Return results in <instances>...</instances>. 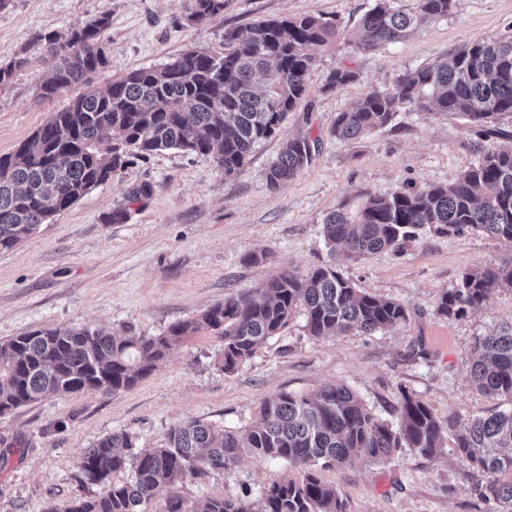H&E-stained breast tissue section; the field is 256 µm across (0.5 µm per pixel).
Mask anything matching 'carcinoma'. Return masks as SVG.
Returning <instances> with one entry per match:
<instances>
[{"label": "carcinoma", "instance_id": "carcinoma-1", "mask_svg": "<svg viewBox=\"0 0 512 512\" xmlns=\"http://www.w3.org/2000/svg\"><path fill=\"white\" fill-rule=\"evenodd\" d=\"M455 0H413L402 8L375 0L355 29L320 15L265 19L224 32L223 50L187 49L159 67L140 68L93 86L106 64L103 13L68 34L46 37L57 59L38 87L52 99L75 85L85 92L37 129L12 155H0V251L13 248L54 214L102 185L133 160L162 150L211 155L224 175L244 171L255 145L276 136L304 98L312 50L344 37L362 50L395 44L429 22L446 17ZM227 0H188V18L202 23ZM356 79L339 65L327 87ZM463 115L483 138L502 137L494 150H478L475 164L454 182L410 184L389 197L366 196L353 216L330 214L327 242L351 258L400 251L416 231L456 235L483 232L512 245V133L499 120L512 116V32L492 41L466 42L438 63L400 74L387 92H375L336 113L331 135L353 140L392 122L406 107ZM119 139L105 148L112 133ZM314 142L282 143L267 172L276 188L309 164ZM501 288L512 289V262L463 273L436 304L437 315L463 318L483 309ZM314 339L347 332L373 333L407 320L399 302L371 295L323 265L304 274L282 271L261 286L231 294L200 315L157 336H114L105 329H38L0 342V414L45 397L81 391L117 392L134 386L189 336L207 331L224 342L218 365L233 372L262 343L288 326L296 312ZM467 377L478 392L512 403V326L475 341ZM259 422L241 432L192 421L171 428L160 445L137 453L134 438L113 432L83 449V479L101 486L94 498L73 497L46 512H142L165 497L164 512H345L336 488L314 467L331 468L356 457L381 462L409 448L429 458L454 448L480 473H512V409L441 421L423 402L403 396L396 421L376 415L350 389L328 385L314 395L280 391L264 399ZM307 469L299 481L274 482L256 502L207 498L191 505L177 491L188 473L224 470L243 455ZM132 469L131 478L115 476ZM479 495L512 512V481L478 485Z\"/></svg>", "mask_w": 512, "mask_h": 512}]
</instances>
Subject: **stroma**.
I'll list each match as a JSON object with an SVG mask.
<instances>
[{"instance_id":"stroma-1","label":"stroma","mask_w":512,"mask_h":512,"mask_svg":"<svg viewBox=\"0 0 512 512\" xmlns=\"http://www.w3.org/2000/svg\"><path fill=\"white\" fill-rule=\"evenodd\" d=\"M373 4L228 0L223 14L196 24L187 18L185 0H10L0 9V66L19 56L27 64L0 85V155L15 152L82 92L76 85L39 98L38 86L55 65L46 34L63 35L109 14L107 66L97 80L102 89L112 77L165 64L187 48L220 49L228 28L306 14L352 27ZM510 26L512 0H455L447 17L399 43L364 51L341 39L316 48L304 99L278 137L255 146L241 174L225 176L207 155L159 151L0 251V340L86 324L117 336H154L281 271L330 263L361 290L409 311L406 322L381 332L318 340L308 336L303 315H295L233 373L217 364L220 340L201 332L131 389L50 396L0 414V512H45L53 503L98 495L100 486L83 481L77 459L106 434L128 432L142 450L188 420L244 429L257 421L261 401L282 390L312 394L344 385L390 421L406 394L443 421L507 408V401L472 388L467 361L477 338L512 323V289L498 290L486 308L462 319L437 316L435 305L463 272L512 258V246L474 231L425 230L401 251L354 260L330 249L323 222L337 210L355 214L368 195L385 197L410 183H452L475 162L477 135L461 117L406 108L389 125L350 142L331 137L330 126L336 113L369 93L390 90L398 75ZM341 64L354 68L357 79L326 89L327 75ZM300 134L316 142L310 163L270 188L266 174L282 141ZM145 182L150 197L132 201L133 189ZM120 207L128 211L126 223H107ZM303 473L246 456L224 470L187 474L178 491L192 504L210 497L254 502L271 483ZM318 476L336 487L346 512L496 510L479 496L480 476L471 463L450 447L435 459L404 448L379 464L356 459Z\"/></svg>"}]
</instances>
